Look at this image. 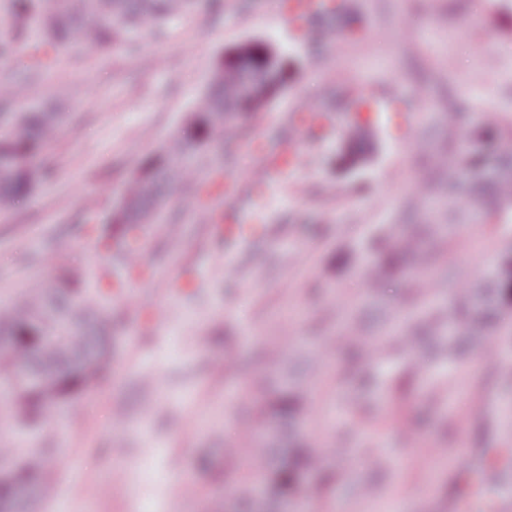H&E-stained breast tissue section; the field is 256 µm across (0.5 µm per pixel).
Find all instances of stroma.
<instances>
[{"label": "stroma", "instance_id": "obj_1", "mask_svg": "<svg viewBox=\"0 0 512 512\" xmlns=\"http://www.w3.org/2000/svg\"><path fill=\"white\" fill-rule=\"evenodd\" d=\"M220 2L200 0L109 52L77 47L29 85L27 104L55 98L65 119L46 153L51 178L0 214V304L63 266L122 285L112 291L106 376L40 429L15 419L0 377V443L60 449L56 494L35 512H224L237 483L264 466L248 449L224 450L258 423L254 399L274 360L267 342L284 336L289 365L326 351L297 428L331 454L327 477L302 474L290 512H448L449 497L478 491L485 456L512 448V322L484 328L464 353L442 352L455 294L494 278L512 248V206L495 189L471 192L475 173H497L498 141L480 135L478 115L512 133V0H339L318 39L285 22V0ZM254 37L287 59V90L231 124L186 191L196 207L178 197L163 206L142 271L101 262L93 231L125 181L183 128L217 55ZM464 80L465 114L456 108ZM351 86L414 100L412 130L396 112L359 131L339 122L302 139L299 168L250 193L263 160L302 138L303 113H342ZM356 131L366 158L339 167ZM227 181L242 194L240 221L267 225L264 237L216 239L205 215L224 211ZM420 187L436 205H416ZM410 233L424 247L409 268L442 289L424 320L405 275L374 291L367 282L378 245ZM347 315L383 356L353 359L339 339ZM406 328L411 350L398 340Z\"/></svg>", "mask_w": 512, "mask_h": 512}]
</instances>
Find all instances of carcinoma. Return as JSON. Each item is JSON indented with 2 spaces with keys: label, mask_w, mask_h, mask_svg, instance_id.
Returning a JSON list of instances; mask_svg holds the SVG:
<instances>
[{
  "label": "carcinoma",
  "mask_w": 512,
  "mask_h": 512,
  "mask_svg": "<svg viewBox=\"0 0 512 512\" xmlns=\"http://www.w3.org/2000/svg\"><path fill=\"white\" fill-rule=\"evenodd\" d=\"M192 0H10L9 23L13 40L0 44L3 53L19 42L44 57L74 44L110 49L129 35L156 28L184 15ZM288 63L258 61L242 71L224 72L219 56L182 131L146 160L126 182L113 205L109 223L96 231V248L110 258L116 251H136L142 226L154 223L167 197L190 184L201 159L224 143V125L239 116H253L265 109L243 90L249 82L271 97L288 86ZM28 81L0 79V212L11 210L19 198L31 194L43 177L41 157L63 119L53 106L32 105L10 111L13 102L27 97ZM503 161L501 200L512 204V137H500ZM79 275L62 271L57 281L29 282L25 293L0 307V372L12 374L21 420L43 425L55 419L63 405L84 388L97 383L112 361V308L103 301V283L79 286ZM482 293L491 298L495 315L512 308V291L499 282ZM260 415L276 423L275 435L255 436L243 429L241 441L272 466L249 474L236 487V499L224 512H268L270 505L300 492L296 471L313 473L322 457L307 454V442L295 435L298 410L286 401L256 396ZM53 455L47 448L0 447V471L15 462L22 467L9 483L0 484V499L9 501V512H28L32 500L49 501L54 486L48 478Z\"/></svg>",
  "instance_id": "carcinoma-1"
}]
</instances>
